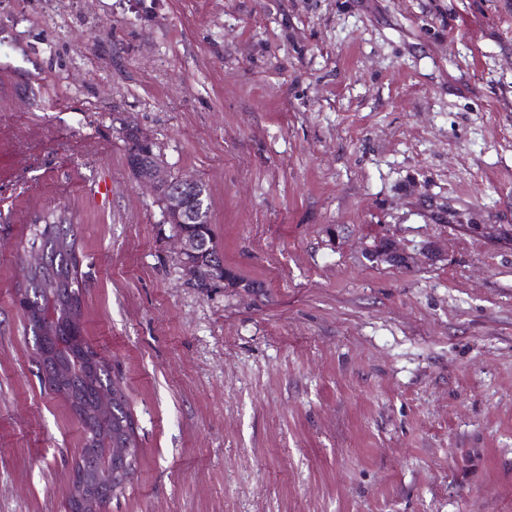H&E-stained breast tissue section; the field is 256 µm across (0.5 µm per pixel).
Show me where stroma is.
I'll return each instance as SVG.
<instances>
[{"mask_svg":"<svg viewBox=\"0 0 512 512\" xmlns=\"http://www.w3.org/2000/svg\"><path fill=\"white\" fill-rule=\"evenodd\" d=\"M127 123L244 287L187 284ZM49 214L140 444L103 512H512V0H0V512L85 438L15 303ZM135 130H136L135 127L131 126L129 124L125 128H123V132H125L123 138L126 143L127 163L129 165L131 156L136 152L137 155L142 156L140 164L142 166V169H144V167H147L149 164H151V162L153 161V158H158V156L154 152L153 145L149 148V150L151 151V155L142 150L143 149L142 145L150 146L151 141L139 133V141L142 144L141 145L138 142V139L136 138Z\"/></svg>","mask_w":512,"mask_h":512,"instance_id":"35a3bbf8","label":"stroma"}]
</instances>
